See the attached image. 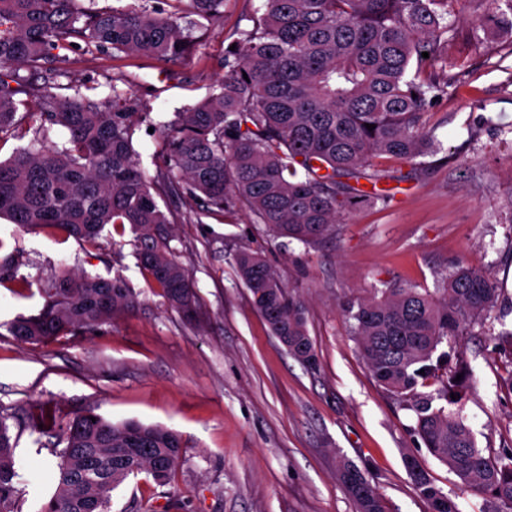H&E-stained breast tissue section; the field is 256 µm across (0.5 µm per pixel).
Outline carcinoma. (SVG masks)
Wrapping results in <instances>:
<instances>
[{"label": "carcinoma", "instance_id": "cac0c4a2", "mask_svg": "<svg viewBox=\"0 0 512 512\" xmlns=\"http://www.w3.org/2000/svg\"><path fill=\"white\" fill-rule=\"evenodd\" d=\"M165 2L167 10L152 0L110 9L93 7L95 0L88 7L79 0H0V69L27 66L39 73L37 82L12 74L15 88L0 79V141L32 135L0 161V219L86 243L112 224L129 225L140 265L189 320L199 311L171 247L177 213L159 199L189 195L206 217L241 204L278 237L304 244L322 239L357 205L389 202L383 189L355 186L386 178L377 157L413 163L437 150L424 116L441 80L418 81L412 70L445 62L451 42L475 46L489 35L512 36V0H468L476 18L448 38L445 18L460 0H265L235 50L225 52L222 80L163 126L162 165L151 178L133 147L147 113L130 111L132 82L112 79L101 100L78 86L63 98L54 92L62 73L46 64L73 38L89 51L136 52L167 64L183 60L199 20L221 17L224 0ZM54 128L67 133L59 145L49 142ZM21 265L19 252L0 239V284L28 288L18 276ZM234 267L288 354L316 365L301 301L259 254L239 252ZM43 296L38 313L8 326L16 339L43 342L90 332L136 305L119 277L63 272ZM499 298L492 273L456 267L434 294L376 289L346 309L374 379L414 412L413 434L462 489L484 498L485 512L512 509V448L485 454L462 418L433 402L459 404L469 386L464 361L448 367L449 355L437 353L438 346L483 325ZM431 378L440 384L435 396L419 391ZM10 418L15 415L0 414V512H13L18 476ZM22 421L34 429L57 424L42 408L25 412ZM63 440L56 487L43 512H108L112 490L128 477L146 473L163 483L182 455L175 431L136 420L114 423L93 408L65 423ZM405 466L429 512H459L414 457H406ZM338 477L357 512H384L376 488L344 458Z\"/></svg>", "mask_w": 512, "mask_h": 512}]
</instances>
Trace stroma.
I'll return each mask as SVG.
<instances>
[{
  "instance_id": "1",
  "label": "stroma",
  "mask_w": 512,
  "mask_h": 512,
  "mask_svg": "<svg viewBox=\"0 0 512 512\" xmlns=\"http://www.w3.org/2000/svg\"><path fill=\"white\" fill-rule=\"evenodd\" d=\"M263 0H224L223 17L202 22L194 47L177 65L140 53H63L57 93L73 86L103 97L126 75L150 109L133 146L148 175L161 164L159 130L176 112L204 99L224 74L225 50L262 12ZM448 85L425 115L439 151L407 164L383 156L391 172L388 205L358 209L336 232L311 244L274 236L242 206L198 217L179 206L172 246L187 270L202 317L186 322L142 269L131 228L110 226L88 244L51 230L27 231L0 220V239L23 256L30 290L0 285V408L33 405L60 421L95 408L177 431L182 457L167 484L128 478L110 512H356L336 476L344 457L371 478L385 512H428L405 467L414 455L459 512H483V497L414 441L413 413L373 378L350 334L344 308L373 288L432 292L458 266L491 271L502 290L499 311L471 335L442 349L464 355L471 371L461 410L485 452L512 448V392L501 384L512 360L494 337L512 326V40L448 49ZM261 253L305 306L316 367L291 357L238 279L234 258ZM64 271L121 278L137 305L97 333L44 344L16 341L7 326L41 308L43 288ZM18 476L15 512H42L65 447L59 429L11 425Z\"/></svg>"
}]
</instances>
